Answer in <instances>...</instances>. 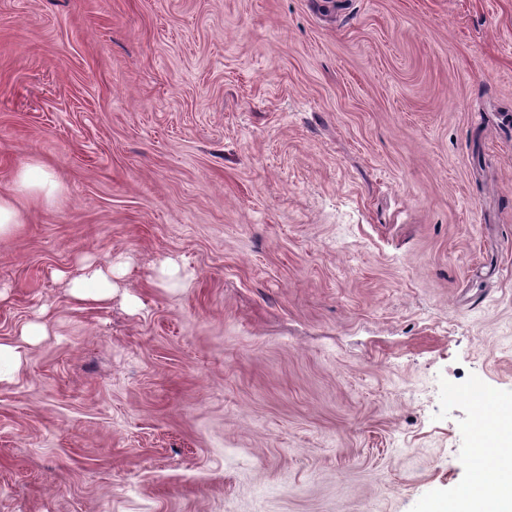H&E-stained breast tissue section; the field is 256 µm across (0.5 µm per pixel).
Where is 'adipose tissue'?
<instances>
[{"instance_id": "adipose-tissue-1", "label": "adipose tissue", "mask_w": 512, "mask_h": 512, "mask_svg": "<svg viewBox=\"0 0 512 512\" xmlns=\"http://www.w3.org/2000/svg\"><path fill=\"white\" fill-rule=\"evenodd\" d=\"M59 184L40 164L19 170L9 192L0 194V237L9 235L23 220L24 200H51ZM112 267L85 266L70 282L73 299L80 304L105 303L112 297ZM491 432L468 488L461 492L449 512H512V416L503 414L490 421Z\"/></svg>"}]
</instances>
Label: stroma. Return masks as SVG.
Segmentation results:
<instances>
[{
    "label": "stroma",
    "mask_w": 512,
    "mask_h": 512,
    "mask_svg": "<svg viewBox=\"0 0 512 512\" xmlns=\"http://www.w3.org/2000/svg\"><path fill=\"white\" fill-rule=\"evenodd\" d=\"M30 162L60 191L0 238V512L467 488L474 388L512 404V0H0V193ZM112 264L107 267L85 266L82 273L70 281L73 299L79 303H106L112 298ZM21 362L22 351L19 345L0 343V380L14 377Z\"/></svg>",
    "instance_id": "obj_1"
}]
</instances>
